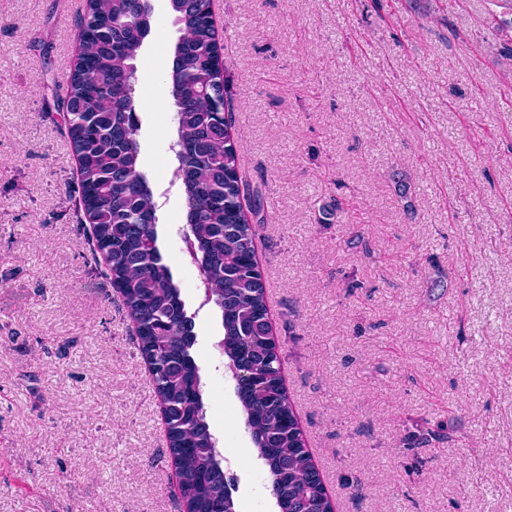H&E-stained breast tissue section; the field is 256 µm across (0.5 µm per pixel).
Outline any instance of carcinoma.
<instances>
[{
	"mask_svg": "<svg viewBox=\"0 0 512 512\" xmlns=\"http://www.w3.org/2000/svg\"><path fill=\"white\" fill-rule=\"evenodd\" d=\"M182 34L166 78L177 107L178 167L192 263L206 303L220 313L218 347L235 381L279 512H335L313 463L282 373L268 317L250 215L261 206L239 170L221 46L211 0H169ZM149 0H86L82 52L63 100L79 161L78 193L93 250L122 297L149 365L184 512H238L234 478L211 431L203 397L195 315L159 244L156 203L141 171L133 64L151 31Z\"/></svg>",
	"mask_w": 512,
	"mask_h": 512,
	"instance_id": "obj_1",
	"label": "carcinoma"
}]
</instances>
